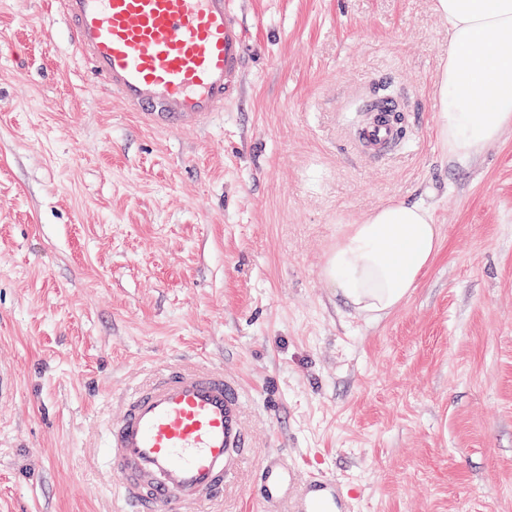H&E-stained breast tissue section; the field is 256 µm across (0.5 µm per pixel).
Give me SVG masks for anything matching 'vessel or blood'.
Instances as JSON below:
<instances>
[{
  "label": "vessel or blood",
  "instance_id": "obj_1",
  "mask_svg": "<svg viewBox=\"0 0 512 512\" xmlns=\"http://www.w3.org/2000/svg\"><path fill=\"white\" fill-rule=\"evenodd\" d=\"M76 46L121 102L153 127L175 130L212 121L239 94L246 27L230 0H61ZM372 119L355 137L372 159L402 139L400 104L374 98ZM244 392L223 367L168 366L135 387L106 429V460L134 512H200L224 496L247 446ZM257 504L274 512H344L336 479L296 488L281 458L261 465Z\"/></svg>",
  "mask_w": 512,
  "mask_h": 512
}]
</instances>
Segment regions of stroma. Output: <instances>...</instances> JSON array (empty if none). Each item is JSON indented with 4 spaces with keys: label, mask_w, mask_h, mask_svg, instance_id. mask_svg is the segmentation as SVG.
<instances>
[{
    "label": "stroma",
    "mask_w": 512,
    "mask_h": 512,
    "mask_svg": "<svg viewBox=\"0 0 512 512\" xmlns=\"http://www.w3.org/2000/svg\"><path fill=\"white\" fill-rule=\"evenodd\" d=\"M59 2L0 0V512H126L116 398L182 361L244 391L248 448L202 512H256L272 454L358 488L346 512H512V128L447 158L434 0H233L240 99L176 131L89 77ZM380 83L411 124L373 163L351 139ZM398 201L439 249L370 318L322 268Z\"/></svg>",
    "instance_id": "stroma-1"
}]
</instances>
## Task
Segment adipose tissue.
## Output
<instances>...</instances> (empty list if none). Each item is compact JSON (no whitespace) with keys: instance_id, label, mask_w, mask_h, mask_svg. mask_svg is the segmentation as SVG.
Wrapping results in <instances>:
<instances>
[{"instance_id":"obj_1","label":"adipose tissue","mask_w":512,"mask_h":512,"mask_svg":"<svg viewBox=\"0 0 512 512\" xmlns=\"http://www.w3.org/2000/svg\"><path fill=\"white\" fill-rule=\"evenodd\" d=\"M436 10L448 23L438 137L465 162L512 127V0H436ZM439 239L430 206L391 203L347 226L323 275L356 312L377 317L416 287Z\"/></svg>"}]
</instances>
